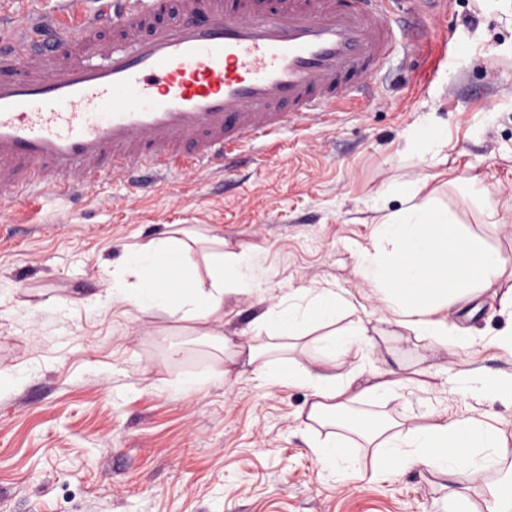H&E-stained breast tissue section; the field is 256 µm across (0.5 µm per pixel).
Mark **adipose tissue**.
Wrapping results in <instances>:
<instances>
[{
    "label": "adipose tissue",
    "mask_w": 512,
    "mask_h": 512,
    "mask_svg": "<svg viewBox=\"0 0 512 512\" xmlns=\"http://www.w3.org/2000/svg\"><path fill=\"white\" fill-rule=\"evenodd\" d=\"M385 193L400 199L402 206L380 217L371 248L356 262L358 275L379 303L404 317L416 335L447 350L458 341L456 328L448 320L451 307L468 305L489 292L498 302L500 315L512 320V285H500L506 271L500 250L478 236L471 225L460 223L436 192H424L411 182L389 186ZM182 234L173 226L164 238L132 245L119 270L86 305L92 309L127 306L143 314L163 311L196 324L198 335L210 337L231 353L228 365L207 371L206 383H221L231 366H252L261 358L258 346L234 342L210 327L224 312L227 286L257 284L260 265L256 257L225 251L223 238L217 236L207 282L179 285L160 272L184 256L187 243ZM345 302L332 288L291 289L272 299L258 327L284 341L304 336L311 326L329 321ZM370 343L363 326L327 333L316 341L308 365L285 364L264 374L267 383L301 385L309 391L308 420L331 430L318 447L324 465L351 480L365 478L364 459L348 452L342 436L351 424L365 432L369 442L385 449L387 458L400 459L406 468L447 475L459 469L474 483L482 479L476 464L481 454L491 453L503 462L512 458V443L483 418L430 411L421 415L419 423L399 430L377 429L363 420L352 422L356 405L372 397H396L418 383L417 378L394 370L366 367L363 359ZM344 361L348 369L336 373V366Z\"/></svg>",
    "instance_id": "1"
}]
</instances>
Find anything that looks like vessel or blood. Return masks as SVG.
Here are the masks:
<instances>
[{"label":"vessel or blood","mask_w":512,"mask_h":512,"mask_svg":"<svg viewBox=\"0 0 512 512\" xmlns=\"http://www.w3.org/2000/svg\"><path fill=\"white\" fill-rule=\"evenodd\" d=\"M58 57L0 33V193L60 197L141 169L225 170L244 143L324 121L398 42L393 0H65ZM111 39L100 37L103 25Z\"/></svg>","instance_id":"obj_1"}]
</instances>
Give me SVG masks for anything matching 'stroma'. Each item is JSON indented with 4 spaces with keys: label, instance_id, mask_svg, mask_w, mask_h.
Segmentation results:
<instances>
[{
    "label": "stroma",
    "instance_id": "1",
    "mask_svg": "<svg viewBox=\"0 0 512 512\" xmlns=\"http://www.w3.org/2000/svg\"><path fill=\"white\" fill-rule=\"evenodd\" d=\"M62 0H0V26L57 17ZM423 16L429 33L407 32L368 79L366 94L324 123L285 129L277 147L253 141L224 172H162L133 192L118 174L92 193L55 199L44 186L0 197V285L13 287L0 319V371L30 365L17 391L0 396V512H443L447 477L397 470L349 482L324 472L315 447L325 429L305 427L302 387L230 375L174 397L179 371L204 369L223 353L192 324L164 313L84 300L101 290L131 245L178 224L223 237L227 251L261 258L259 287L224 298L216 330L245 335L264 298L289 288H333L350 301L312 328L289 358L308 364L315 337L363 324L373 369L427 368L430 390L373 400L363 413L397 419L428 411L490 418L512 441V354L496 338L512 330L491 297L449 310L462 337L436 347L385 310L356 273L387 185L416 181L512 260V0L490 13L481 0H395L391 17ZM439 129L436 162L407 161L406 134ZM494 184L497 221L483 223L460 178ZM70 306L65 327L46 323L40 303ZM474 380L468 395L456 374Z\"/></svg>",
    "mask_w": 512,
    "mask_h": 512
}]
</instances>
